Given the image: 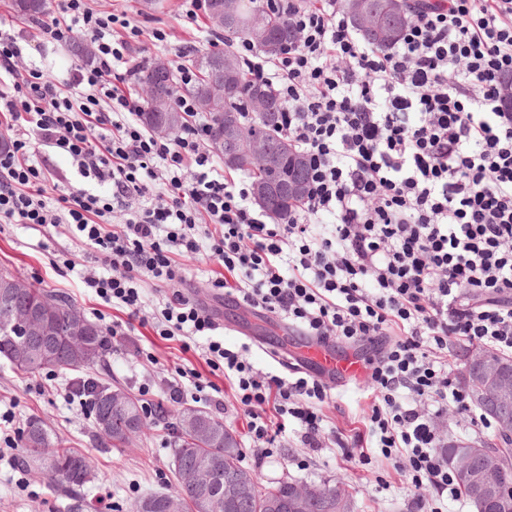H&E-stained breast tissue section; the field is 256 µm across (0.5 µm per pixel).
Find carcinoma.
<instances>
[{"instance_id": "1", "label": "carcinoma", "mask_w": 512, "mask_h": 512, "mask_svg": "<svg viewBox=\"0 0 512 512\" xmlns=\"http://www.w3.org/2000/svg\"><path fill=\"white\" fill-rule=\"evenodd\" d=\"M371 10L378 16L373 26H364L353 20L361 39L375 48H388L396 44L410 21L411 4L409 0H367ZM204 8L212 25L224 32V47L199 50L193 56L192 63L200 78L188 89V93L200 99L208 85L220 83V76L213 68L216 61H231L235 66L236 77L233 86L224 94L211 98L208 112L211 115V143L215 151L224 154V120L234 119L240 132L246 138H258L276 152H281L288 138L278 123L280 102L274 91L267 85L253 79L246 66L235 52V43L253 41L251 27L261 25L268 31L269 40L276 49L295 41V31L288 20L276 10H271L265 0H242L243 20L236 27H224L214 21L215 0H205ZM140 84L145 90V100L141 119L151 129L161 122L172 124L177 131L182 126V113L177 101L180 90L174 80V69L165 62H156L140 75ZM263 91L267 101L266 112H257L244 122L241 113L248 111L247 104L252 102L258 91ZM234 170L246 171L255 181H270L284 178L303 184L307 180V166L298 162L283 166L276 171H258L244 156L235 163H224ZM301 200L299 196L282 195L270 200L264 210L275 220L288 216ZM48 299L52 306L42 316L40 335L60 342L51 345L38 358L26 355L25 333L19 327L5 321L0 313V356L5 357L20 373L36 375L44 371L76 370L94 365L103 360L106 352V340L103 331L94 323L88 322L83 312L64 298L54 297L43 288H22L10 290V301L14 308L22 311L37 306ZM89 323L87 337L79 341H68L73 335L72 328L77 322ZM125 406L112 411L111 431H100L105 442L120 448L126 445L130 422L137 423L135 435L140 436L147 429L138 399L129 392H122ZM177 426L178 444L174 454V472L177 486L173 493L179 495L184 503L185 512H197L200 493L193 485L182 478L181 469L186 464L207 462L214 467L215 477L224 483V475L233 476L245 471L242 453H228V448H239L235 435L224 426V422L213 418L196 408L181 406L174 411ZM497 442L492 448L503 454L504 466L494 474L493 481L501 486L507 495L492 502L488 512H512V436L496 432ZM22 452L27 463H40L47 469L52 485L71 493L90 482L93 476V461L84 454L71 448H62L54 440L51 431L37 420L28 422L22 436ZM297 483L281 481L273 486L257 484L250 500L236 512H266V504L272 498L289 497ZM313 499V512H323L322 504L330 497L334 486L326 483H310Z\"/></svg>"}]
</instances>
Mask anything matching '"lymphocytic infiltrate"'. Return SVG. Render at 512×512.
Segmentation results:
<instances>
[{
    "label": "lymphocytic infiltrate",
    "mask_w": 512,
    "mask_h": 512,
    "mask_svg": "<svg viewBox=\"0 0 512 512\" xmlns=\"http://www.w3.org/2000/svg\"><path fill=\"white\" fill-rule=\"evenodd\" d=\"M297 33L275 58L242 43L251 77L282 102L280 126L307 160V193L276 222L258 211L253 184L224 173L210 116L178 100L181 131L139 121L142 101L124 90L149 49L171 33L142 34L117 0H58L34 20L38 45L84 36L91 61L57 80L25 60L0 31V220L46 234L66 225L87 247L88 293L123 314L108 332L137 326L182 349L203 343L205 362L236 389L248 443L269 458L288 428L302 447L348 458L373 451L403 468L409 488L431 487L429 512L459 499L436 420L473 414L455 384V348L512 356V0H412L396 44L358 39L344 0H271ZM70 159L95 188L60 192L41 148ZM216 258L213 296L280 317L324 344L368 349L373 395L365 432L330 439L319 413L332 389L296 368L263 371L248 343L226 345L212 310L185 296L181 258ZM170 287L159 306L145 283ZM149 414L166 402L224 410V392L194 365L164 368Z\"/></svg>",
    "instance_id": "obj_1"
}]
</instances>
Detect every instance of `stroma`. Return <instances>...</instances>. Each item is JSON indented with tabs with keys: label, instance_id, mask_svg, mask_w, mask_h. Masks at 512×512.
<instances>
[{
	"label": "stroma",
	"instance_id": "35a3bbf8",
	"mask_svg": "<svg viewBox=\"0 0 512 512\" xmlns=\"http://www.w3.org/2000/svg\"><path fill=\"white\" fill-rule=\"evenodd\" d=\"M182 4L183 0H170L169 10L158 13L145 9L142 0H126L124 8L141 28L170 29L174 43L198 41L199 32L181 19ZM30 22V17L16 11L12 0H0V28L16 36L26 56L37 66L65 75L74 60L69 48L36 51ZM84 254L82 244L71 235L54 230L38 240L21 225L0 223V270L51 294L66 296L91 321L110 325L113 309L89 296L76 271L62 265L67 258L82 261ZM53 259L59 261L58 269H51L49 262ZM210 307L224 325L225 342L248 343V357L257 368H269L278 356L288 363H300L305 341L280 318L247 310L229 299L211 302ZM139 347L152 352L161 363L182 356L200 372L208 370L198 350L181 351L178 342L162 340L147 326L124 344L108 348L103 362L87 367L86 375L98 378L103 386L137 393L145 374L135 356ZM74 376L71 370L23 376L0 357V409L14 412V424L20 428L29 420H41L68 447L92 457L95 465L91 482L73 498L52 487L48 477L34 468L21 472L14 469L12 451L0 439V512H94L96 500L104 492L111 495L112 512H127L135 498L173 488L177 436L167 430L165 420H151L148 437L135 438L121 448L105 447L92 410L81 409L66 397L67 385ZM370 404V397L352 385L335 388L332 400L322 407L328 429L347 437L364 430ZM281 445L282 454L271 458L245 453L246 467L261 484L286 479L337 483L352 496L354 512H414L415 496L395 469L378 462L362 465L346 458L336 447L312 452L296 447L289 438L282 439Z\"/></svg>",
	"mask_w": 512,
	"mask_h": 512
}]
</instances>
